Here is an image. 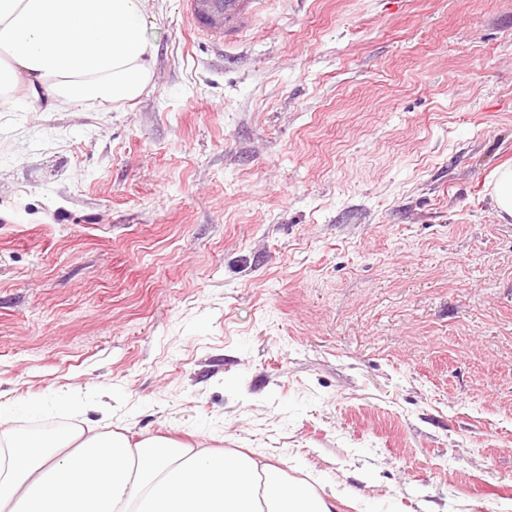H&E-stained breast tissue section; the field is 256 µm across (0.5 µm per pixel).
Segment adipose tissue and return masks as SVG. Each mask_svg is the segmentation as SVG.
Segmentation results:
<instances>
[{
    "mask_svg": "<svg viewBox=\"0 0 512 512\" xmlns=\"http://www.w3.org/2000/svg\"><path fill=\"white\" fill-rule=\"evenodd\" d=\"M149 0H0V106L114 107L153 81ZM0 409V512H335L261 451L64 427L17 437Z\"/></svg>",
    "mask_w": 512,
    "mask_h": 512,
    "instance_id": "ef3b65f1",
    "label": "adipose tissue"
}]
</instances>
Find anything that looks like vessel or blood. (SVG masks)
<instances>
[{"mask_svg":"<svg viewBox=\"0 0 512 512\" xmlns=\"http://www.w3.org/2000/svg\"><path fill=\"white\" fill-rule=\"evenodd\" d=\"M265 3L266 0H183V9L193 33L221 47L236 41L251 27Z\"/></svg>","mask_w":512,"mask_h":512,"instance_id":"vessel-or-blood-1","label":"vessel or blood"}]
</instances>
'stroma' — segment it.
Listing matches in <instances>:
<instances>
[{
    "label": "stroma",
    "mask_w": 512,
    "mask_h": 512,
    "mask_svg": "<svg viewBox=\"0 0 512 512\" xmlns=\"http://www.w3.org/2000/svg\"><path fill=\"white\" fill-rule=\"evenodd\" d=\"M107 110L0 107V402L262 449L339 512H512V0H150ZM194 34L216 47L230 44L248 30L263 11L266 0H183ZM491 184V196L502 220L512 219V165L498 169Z\"/></svg>",
    "instance_id": "35a3bbf8"
}]
</instances>
